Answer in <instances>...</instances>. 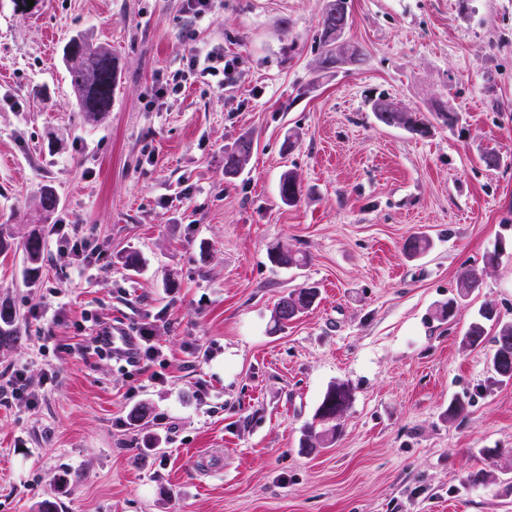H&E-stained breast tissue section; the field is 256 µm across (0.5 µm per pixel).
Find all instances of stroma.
Listing matches in <instances>:
<instances>
[{
    "label": "stroma",
    "instance_id": "1",
    "mask_svg": "<svg viewBox=\"0 0 512 512\" xmlns=\"http://www.w3.org/2000/svg\"><path fill=\"white\" fill-rule=\"evenodd\" d=\"M325 3L216 0L197 22L185 0H0V304L17 313L0 381L22 366L39 393L30 408L0 399V512H512V381L490 369L493 342L461 344L484 305L512 321V0H349L343 39L362 61L340 69L317 49ZM190 26L197 49L234 61L233 82L189 76L155 102ZM78 33L117 70L95 122L62 59ZM380 95L428 134L377 122ZM445 108L457 124L437 119ZM245 135L254 151L227 177ZM288 171L294 206L279 198ZM46 186L60 202L32 283L22 245ZM60 222L89 236L103 270L80 273ZM421 233L432 250L407 258ZM273 246L306 265L272 266ZM468 269L480 287L440 319ZM307 284L315 304L276 329L278 299ZM88 313L154 322L146 374L80 353ZM335 382L353 392L343 432L301 453ZM457 398L464 414L446 419Z\"/></svg>",
    "mask_w": 512,
    "mask_h": 512
}]
</instances>
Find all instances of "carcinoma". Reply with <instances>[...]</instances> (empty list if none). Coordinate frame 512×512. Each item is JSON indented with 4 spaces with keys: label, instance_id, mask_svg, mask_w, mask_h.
<instances>
[{
    "label": "carcinoma",
    "instance_id": "obj_1",
    "mask_svg": "<svg viewBox=\"0 0 512 512\" xmlns=\"http://www.w3.org/2000/svg\"><path fill=\"white\" fill-rule=\"evenodd\" d=\"M351 16H339L330 18L323 15L321 23V34L318 46L324 63L332 64V38L328 34V26L341 25L349 27ZM70 56L81 60L80 65H66L70 86L75 96L79 111L83 112L89 120H97L100 116L112 109V90L115 84V72L112 65V55L100 46L92 45L84 36L76 35L70 37L63 48V58ZM402 126L408 131L423 135L427 132L428 126L425 121L417 116L415 112L401 113ZM301 193L300 184L296 177L288 172L284 174L279 182V197L282 203L288 206L297 204ZM45 238L39 230L34 229L24 242V260L27 264V277L37 276L40 270V263L43 258ZM431 248L430 240L424 235H412L403 244V251L409 257H419L426 254ZM269 262L277 267H302L306 264L307 258L291 251L280 252L274 248L268 251ZM481 284V278L474 270H468L460 274L457 284V297L451 298L443 304L438 315L443 320L451 319L457 307V300L464 299L473 293ZM317 296L316 288H302L296 293L284 295L278 301L275 312V326L284 327L286 323L280 316V310L289 302L300 305L304 311L314 304ZM480 319L472 322L463 337V344L467 347L476 348L483 344L486 338L485 323L492 321L489 310L479 312ZM15 313L7 305H0V346H8L16 340L13 325ZM497 334L493 337L496 349L491 359V368L500 381L512 380V357L507 359L501 357L503 350L512 351V323L500 322L496 324ZM352 402V391L346 383L331 385L324 393L319 402L312 423L306 425L302 430L299 440L301 450L312 453L320 448H328L335 443L340 436V424L336 423V411L347 409Z\"/></svg>",
    "mask_w": 512,
    "mask_h": 512
}]
</instances>
